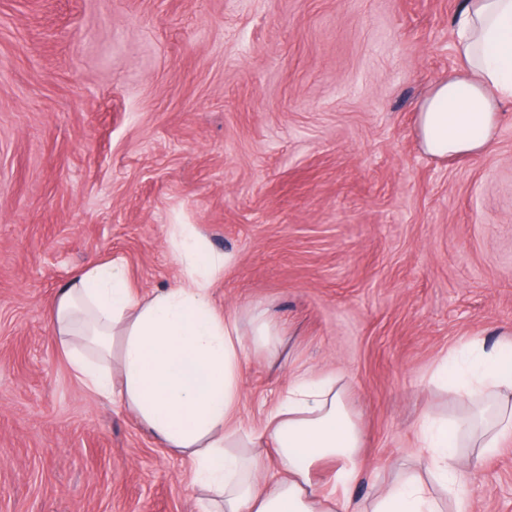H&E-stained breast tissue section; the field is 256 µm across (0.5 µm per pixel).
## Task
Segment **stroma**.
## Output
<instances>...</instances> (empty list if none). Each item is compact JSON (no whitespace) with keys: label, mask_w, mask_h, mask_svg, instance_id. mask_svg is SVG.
Instances as JSON below:
<instances>
[{"label":"stroma","mask_w":512,"mask_h":512,"mask_svg":"<svg viewBox=\"0 0 512 512\" xmlns=\"http://www.w3.org/2000/svg\"><path fill=\"white\" fill-rule=\"evenodd\" d=\"M461 3L0 0V512H198L186 462L83 388L49 319L95 261L175 286V224L231 254L217 306L284 335L247 349L244 426L292 374L344 376L365 497L423 414L468 411L429 378L512 329V104L485 155L414 137ZM470 494L512 512V443ZM252 343L269 356L275 355L278 344V330L276 324L266 317L262 311H255L252 317Z\"/></svg>","instance_id":"stroma-1"}]
</instances>
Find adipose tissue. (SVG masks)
Here are the masks:
<instances>
[{"label": "adipose tissue", "instance_id": "adipose-tissue-1", "mask_svg": "<svg viewBox=\"0 0 512 512\" xmlns=\"http://www.w3.org/2000/svg\"><path fill=\"white\" fill-rule=\"evenodd\" d=\"M453 26L461 67L417 107L416 135L432 157L486 152L512 101V0H463ZM170 245L182 263L176 286L140 297L122 265L94 263L73 274L50 319L82 385L120 399L189 461V481L205 493L199 512H471L461 451L480 458L512 441V344L475 338L437 364L434 381L472 403V415L422 416L425 471L405 470L359 500L352 489L365 473L364 434L348 382L292 376L261 425L239 424L246 349L275 355L277 326L257 311L247 334L236 314L216 307L213 283L231 257L203 250L193 225H173ZM259 448L276 452L277 479H264Z\"/></svg>", "mask_w": 512, "mask_h": 512}]
</instances>
